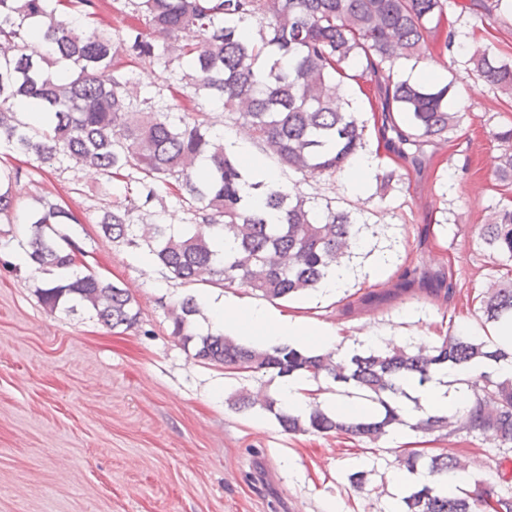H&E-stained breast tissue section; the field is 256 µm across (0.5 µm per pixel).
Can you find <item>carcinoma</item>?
Returning a JSON list of instances; mask_svg holds the SVG:
<instances>
[{"label": "carcinoma", "mask_w": 512, "mask_h": 512, "mask_svg": "<svg viewBox=\"0 0 512 512\" xmlns=\"http://www.w3.org/2000/svg\"><path fill=\"white\" fill-rule=\"evenodd\" d=\"M60 2L0 0V152L32 156L40 168L74 164L102 178L126 171L137 193L102 211L100 231L115 246L147 249L172 281L241 285L289 301L318 288L331 265L352 258V245L369 228L329 201L316 212L295 183L255 182V202L246 201V173L213 135L200 96L220 102L230 123L246 128L281 167L329 178L364 140L365 122L344 99L350 81L369 83L380 103L381 114L371 115L378 145L416 171L423 145L460 121L451 83L413 81L395 71L400 60L417 63L431 54L446 0H112L104 28L79 23L94 18V0H68V19L56 16ZM362 59L360 73L346 72L345 64ZM468 63L512 95V62L483 49ZM125 66L158 70L161 89L130 84L119 75ZM28 111L52 123L49 141L40 140ZM160 188L187 208V223L168 222L164 208L136 217L160 199ZM25 197L20 169L0 167V215L12 224V213L25 212L28 259L51 275L41 287L43 304H82L112 329L135 324L139 310L129 289L74 269V244L58 230L78 223L71 210L44 199L29 208ZM481 240L512 262V207L493 212ZM423 292L446 301L455 289L441 277ZM483 309L490 323L512 319V288L488 292ZM198 314L193 296L171 310L172 334L192 346L196 361L234 373L325 377L378 405L372 414L342 417L316 404L293 414L279 399L247 391L227 399L239 412L260 406L289 434L344 432L376 442L400 425L444 436L466 428L490 432L498 447L512 451V379L480 373L469 382L473 401L461 416L403 415L417 403L410 390L442 369L512 362V350L493 340L447 333L414 349H355L339 358L334 350L257 349L222 333H195ZM393 453L406 470L427 474L405 492L400 512H512V456L496 459L506 488L471 494L438 489L448 473L468 464L440 455L427 460L420 448Z\"/></svg>", "instance_id": "cac0c4a2"}]
</instances>
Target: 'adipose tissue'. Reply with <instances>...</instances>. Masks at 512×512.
<instances>
[{
	"label": "adipose tissue",
	"instance_id": "adipose-tissue-1",
	"mask_svg": "<svg viewBox=\"0 0 512 512\" xmlns=\"http://www.w3.org/2000/svg\"><path fill=\"white\" fill-rule=\"evenodd\" d=\"M205 302L212 319V330L229 336L261 337L301 347L316 344L332 348L337 343L338 330L328 325L315 327L303 320L285 319L267 307L244 305L226 294L206 297ZM482 370V365L475 364L436 373L427 388L419 392L424 410L465 411L471 400L468 382Z\"/></svg>",
	"mask_w": 512,
	"mask_h": 512
}]
</instances>
